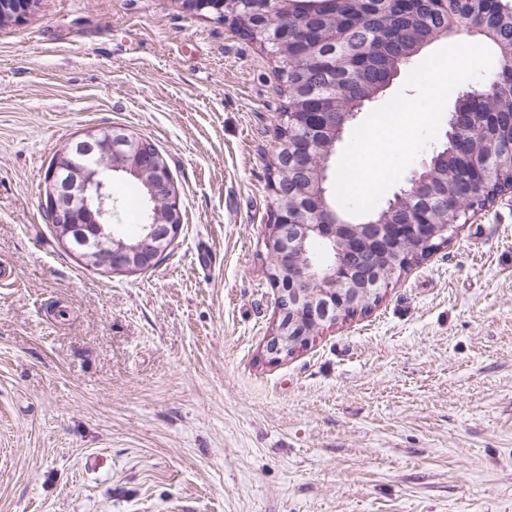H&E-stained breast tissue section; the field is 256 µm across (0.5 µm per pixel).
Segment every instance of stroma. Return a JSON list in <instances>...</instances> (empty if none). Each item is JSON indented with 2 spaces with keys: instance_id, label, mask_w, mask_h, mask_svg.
Here are the masks:
<instances>
[{
  "instance_id": "obj_1",
  "label": "stroma",
  "mask_w": 512,
  "mask_h": 512,
  "mask_svg": "<svg viewBox=\"0 0 512 512\" xmlns=\"http://www.w3.org/2000/svg\"><path fill=\"white\" fill-rule=\"evenodd\" d=\"M275 58L181 0H38L0 25V512H512V191L269 361ZM155 143L182 227L141 274L45 208L74 137ZM121 223L145 217L117 176Z\"/></svg>"
}]
</instances>
